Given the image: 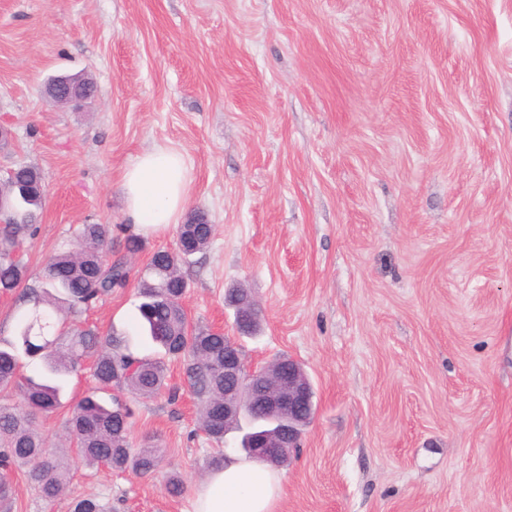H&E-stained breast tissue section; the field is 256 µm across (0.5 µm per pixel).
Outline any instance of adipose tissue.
Listing matches in <instances>:
<instances>
[{
  "label": "adipose tissue",
  "instance_id": "obj_1",
  "mask_svg": "<svg viewBox=\"0 0 512 512\" xmlns=\"http://www.w3.org/2000/svg\"><path fill=\"white\" fill-rule=\"evenodd\" d=\"M189 184L185 160L172 149L145 152L126 169L122 188L140 232L157 234L176 223ZM282 492V477L269 465L232 456L211 467L195 492L192 512H274Z\"/></svg>",
  "mask_w": 512,
  "mask_h": 512
}]
</instances>
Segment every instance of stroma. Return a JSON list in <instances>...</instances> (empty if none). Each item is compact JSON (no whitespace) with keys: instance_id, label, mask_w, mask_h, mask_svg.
<instances>
[{"instance_id":"stroma-1","label":"stroma","mask_w":512,"mask_h":512,"mask_svg":"<svg viewBox=\"0 0 512 512\" xmlns=\"http://www.w3.org/2000/svg\"><path fill=\"white\" fill-rule=\"evenodd\" d=\"M59 74L94 97L54 102ZM0 124V165L44 177L35 273L81 224L121 249L124 171L181 152L215 226L183 267L190 317L232 333L245 289L247 359L291 356L315 391L275 512H512V0H0ZM139 304L132 282L81 321L154 357ZM168 384L132 402L155 472L75 457L47 502L16 470L11 512H189L239 435L200 429L180 362ZM224 302L226 305L230 304L236 310V320L238 324L235 326L236 332L239 335H249L248 332L253 329L255 315L257 314L255 306L248 304L246 300L240 301L236 296L230 300L226 298L225 295Z\"/></svg>"}]
</instances>
